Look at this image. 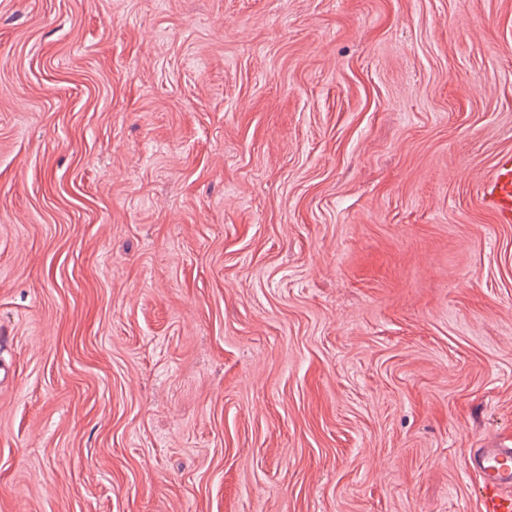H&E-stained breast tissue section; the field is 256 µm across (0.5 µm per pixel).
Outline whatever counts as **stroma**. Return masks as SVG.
Masks as SVG:
<instances>
[{
  "mask_svg": "<svg viewBox=\"0 0 512 512\" xmlns=\"http://www.w3.org/2000/svg\"><path fill=\"white\" fill-rule=\"evenodd\" d=\"M507 152L512 0H0V512H477ZM483 200L505 223L512 222V154L499 158L482 185Z\"/></svg>",
  "mask_w": 512,
  "mask_h": 512,
  "instance_id": "obj_1",
  "label": "stroma"
}]
</instances>
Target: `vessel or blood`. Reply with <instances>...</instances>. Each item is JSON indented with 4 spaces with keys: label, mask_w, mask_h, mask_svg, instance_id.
I'll return each instance as SVG.
<instances>
[{
    "label": "vessel or blood",
    "mask_w": 512,
    "mask_h": 512,
    "mask_svg": "<svg viewBox=\"0 0 512 512\" xmlns=\"http://www.w3.org/2000/svg\"><path fill=\"white\" fill-rule=\"evenodd\" d=\"M482 193L499 219L511 223L512 154L499 158ZM469 467L479 481V512H512V440H491L472 449Z\"/></svg>",
    "instance_id": "b4317fda"
}]
</instances>
